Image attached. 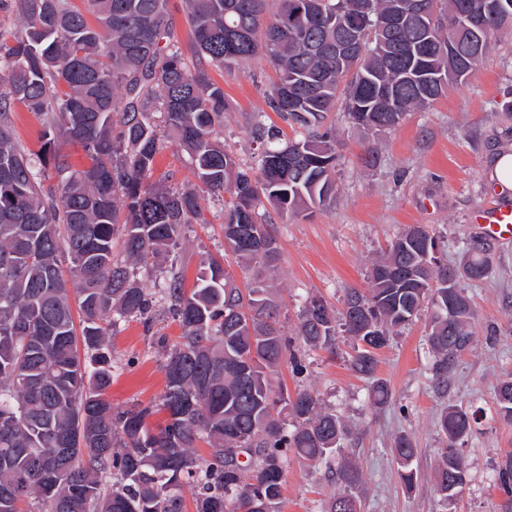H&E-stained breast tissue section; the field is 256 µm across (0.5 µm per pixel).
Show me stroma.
<instances>
[{
	"mask_svg": "<svg viewBox=\"0 0 512 512\" xmlns=\"http://www.w3.org/2000/svg\"><path fill=\"white\" fill-rule=\"evenodd\" d=\"M209 74L224 89V140L240 164L256 160L255 123L281 126L290 138L302 135V128L283 122L266 102L277 75L264 58L229 72L213 68ZM336 135L342 160L335 201L312 217L278 218L272 225L280 248L273 279L288 336L308 297L321 296L337 308L346 288L367 287L372 259L403 228L424 224L443 235L448 263L456 266L463 260V241L477 232L472 215L490 203L512 200V190L501 191L492 183L495 154L512 149V31L499 34L467 79L429 109L408 113L397 127L379 134L340 117ZM371 148L377 160L369 165L363 156ZM223 252L224 203L209 196L202 222L190 225L179 247L138 279L149 288L176 268L191 284L201 262ZM463 287L475 311V337L445 391L432 381L423 317L379 352L377 376L390 391L385 405L374 403L370 380L349 369L352 344L344 338L333 354L302 350V374L284 363L272 377L273 384L289 391L317 394L352 427L354 435L343 452L361 471L354 491L360 512H512V493H505L498 481L499 469L512 461V421L503 418L494 395L499 380L512 374V245L496 246L489 277ZM179 334L178 324L163 310L148 327L135 318L117 324L107 390L115 408L159 403L164 356L154 340L164 336L173 343ZM450 405L478 411L481 422L463 446L466 485L447 504L431 475L443 446L437 418ZM400 434L409 435L418 449V481L409 490L397 475L393 454V440ZM337 490L325 464L289 459L281 512H324Z\"/></svg>",
	"mask_w": 512,
	"mask_h": 512,
	"instance_id": "stroma-1",
	"label": "stroma"
}]
</instances>
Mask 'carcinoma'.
I'll list each match as a JSON object with an SVG mask.
<instances>
[{"mask_svg": "<svg viewBox=\"0 0 512 512\" xmlns=\"http://www.w3.org/2000/svg\"><path fill=\"white\" fill-rule=\"evenodd\" d=\"M186 0L185 22L195 66L176 44L168 0H0L22 20L0 35V512H183L184 487L196 512H280L283 467L327 460L350 437L336 412L308 390L273 391L271 376L294 352L336 351L353 340L350 365L372 381L375 403L389 400L375 378L378 351L429 312L427 343L437 389L448 385L458 356L473 343L474 313L459 282L489 276L494 244L465 242L466 260L450 267L446 244L419 224L399 233L375 258L369 287L349 288L333 313L314 295L295 336L279 327L280 306L266 273L279 259L270 231L282 217H311L336 196V128L331 112L368 131L396 127L462 82L484 54L451 40L448 23H465L486 48L512 25V0L493 17L469 11L474 0H424L436 21L425 45L413 29L389 22L399 0ZM358 31L365 53L336 65V44ZM263 55L279 72L271 109L305 129L284 139L258 123L256 167H242L224 145V88L207 67L244 66ZM44 117V148L32 153L14 138L11 104ZM78 144L86 164L73 169L57 146ZM184 150L199 184L149 183L165 144ZM57 189H45L50 175ZM224 201V243L257 275L239 288L224 258L203 261L192 288L182 273L160 297L143 288L137 269L169 253L187 225L202 217L204 194ZM121 234L125 259L113 253ZM68 261L70 277L62 262ZM83 314L76 332L70 289ZM180 327L160 336L167 414L152 429V407L116 411L110 329L120 320L149 321L159 301ZM501 414L512 418V377L497 388ZM476 414L441 413V449L432 475L452 502L466 483L460 452ZM210 458L197 454L198 445ZM417 448L395 440L398 475L412 488ZM332 474L343 491L327 512H359L352 489L361 472L344 457Z\"/></svg>", "mask_w": 512, "mask_h": 512, "instance_id": "cac0c4a2", "label": "carcinoma"}]
</instances>
